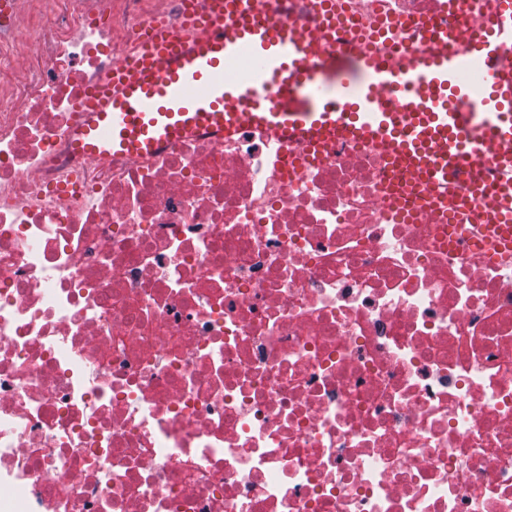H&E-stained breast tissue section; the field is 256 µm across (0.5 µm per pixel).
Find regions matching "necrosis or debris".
Returning <instances> with one entry per match:
<instances>
[{"mask_svg":"<svg viewBox=\"0 0 512 512\" xmlns=\"http://www.w3.org/2000/svg\"><path fill=\"white\" fill-rule=\"evenodd\" d=\"M337 0L389 58L471 0ZM184 0L0 19V512H512V257L391 157L259 130L76 152Z\"/></svg>","mask_w":512,"mask_h":512,"instance_id":"1","label":"necrosis or debris"}]
</instances>
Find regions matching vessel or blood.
<instances>
[{
    "mask_svg": "<svg viewBox=\"0 0 512 512\" xmlns=\"http://www.w3.org/2000/svg\"><path fill=\"white\" fill-rule=\"evenodd\" d=\"M496 28L470 41L431 31L426 47L391 61L349 59L322 34L273 20L267 0H187L177 22L145 34L85 102L75 146L91 157L146 155L197 135L260 129L282 142L384 147L426 195L457 191L490 233L512 239V0H497ZM252 79L224 75L242 56ZM487 70L476 110L461 77Z\"/></svg>",
    "mask_w": 512,
    "mask_h": 512,
    "instance_id": "1",
    "label": "vessel or blood"
}]
</instances>
